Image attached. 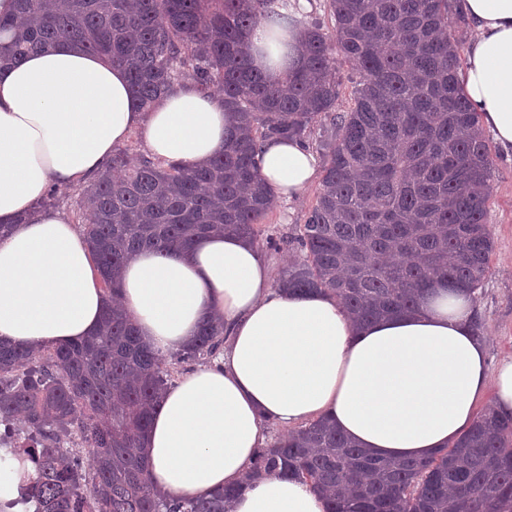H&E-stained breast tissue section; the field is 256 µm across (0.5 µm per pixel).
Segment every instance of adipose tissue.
I'll return each mask as SVG.
<instances>
[{
    "instance_id": "ef3b65f1",
    "label": "adipose tissue",
    "mask_w": 512,
    "mask_h": 512,
    "mask_svg": "<svg viewBox=\"0 0 512 512\" xmlns=\"http://www.w3.org/2000/svg\"><path fill=\"white\" fill-rule=\"evenodd\" d=\"M306 7L292 0L287 23L265 19L248 34L271 80L302 64ZM460 7L474 31L463 93L495 143L512 150V0ZM136 129L153 155L190 163L212 158L232 131L221 100L190 84L141 111L123 69L65 42L0 70V223L13 227L0 239V338L57 348L96 332L107 299L85 237L34 206L50 185L96 175ZM258 159L278 197L301 194L317 173L315 154L295 140H268ZM271 278L258 247L228 233L174 256L143 251L125 267L120 302L159 354L189 346L211 314L224 318L219 361L167 389L144 437L161 492L235 486L268 423L327 417L372 455L419 459L460 437L486 393L512 414V357L489 370L466 291L434 281L417 311L357 328L334 297L278 290ZM33 474L26 458L0 449V504ZM233 512H326V500L272 476L238 496Z\"/></svg>"
}]
</instances>
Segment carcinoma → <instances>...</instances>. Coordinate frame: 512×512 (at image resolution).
<instances>
[{
  "label": "carcinoma",
  "instance_id": "carcinoma-1",
  "mask_svg": "<svg viewBox=\"0 0 512 512\" xmlns=\"http://www.w3.org/2000/svg\"><path fill=\"white\" fill-rule=\"evenodd\" d=\"M0 18L7 60L66 41L127 73L150 111L176 85L217 86L237 125L198 165L112 154L81 193L86 235L106 291L137 254L188 250L234 232L258 244L271 192L257 155L272 138H315L324 157L316 203L292 233L269 240L298 253L278 274L294 294L323 291L357 323L418 308L438 278L474 293L490 270L486 224L493 160L479 113L462 93L452 0H327L336 43L307 28L303 63L272 83L253 67L246 35L288 16V0H15ZM357 72L353 103L336 111L335 53ZM224 321H204L179 362L210 360ZM171 373L118 306L68 348L0 342V449L35 475L18 503L34 512H231L253 482L290 477L325 495L327 512H512V417L485 408L450 448L423 460L375 457L328 419L260 449L235 488L196 498L156 490L140 442ZM92 475L82 472V456Z\"/></svg>",
  "mask_w": 512,
  "mask_h": 512
}]
</instances>
